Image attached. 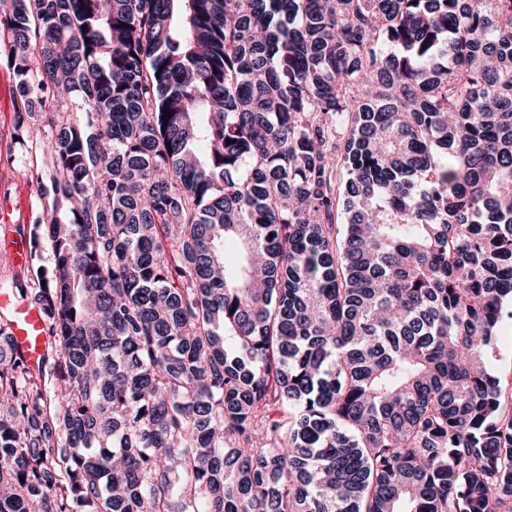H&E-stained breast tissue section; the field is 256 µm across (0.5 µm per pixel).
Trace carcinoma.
<instances>
[{"label":"carcinoma","mask_w":512,"mask_h":512,"mask_svg":"<svg viewBox=\"0 0 512 512\" xmlns=\"http://www.w3.org/2000/svg\"><path fill=\"white\" fill-rule=\"evenodd\" d=\"M10 2L0 512H512V0ZM17 105L19 97L11 70L0 61V208L9 211L10 224L0 222V289L11 274L23 272L16 259L14 241L16 233L37 217L45 218L43 195L49 186L50 151L49 139L43 137L32 153L14 143L16 134ZM37 170L42 180H31L30 170ZM16 255L21 263L31 258L29 237L15 241ZM8 314L9 317L6 316ZM0 315L3 330L7 332L11 349L21 355L33 368L40 367L45 360L50 336L45 331V321L39 305L19 299L14 293L0 290ZM488 369L501 381L504 389H512V318L505 317L499 328Z\"/></svg>","instance_id":"obj_1"}]
</instances>
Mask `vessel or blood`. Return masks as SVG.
<instances>
[{
  "label": "vessel or blood",
  "mask_w": 512,
  "mask_h": 512,
  "mask_svg": "<svg viewBox=\"0 0 512 512\" xmlns=\"http://www.w3.org/2000/svg\"><path fill=\"white\" fill-rule=\"evenodd\" d=\"M0 328L6 331L12 350L31 367H40L51 343L39 305L0 290Z\"/></svg>",
  "instance_id": "vessel-or-blood-1"
}]
</instances>
